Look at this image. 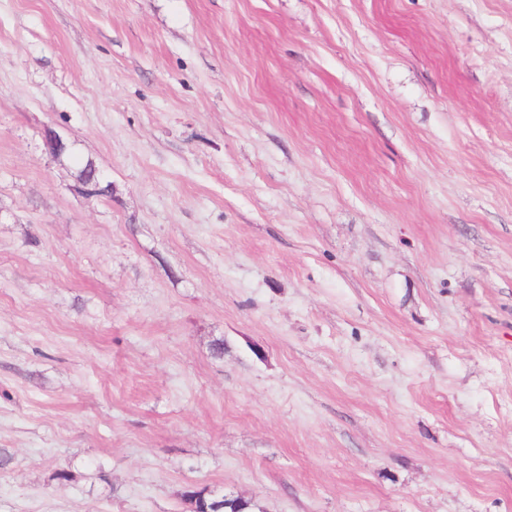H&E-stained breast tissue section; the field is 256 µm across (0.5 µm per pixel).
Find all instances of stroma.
<instances>
[{
  "label": "stroma",
  "mask_w": 512,
  "mask_h": 512,
  "mask_svg": "<svg viewBox=\"0 0 512 512\" xmlns=\"http://www.w3.org/2000/svg\"><path fill=\"white\" fill-rule=\"evenodd\" d=\"M0 451V512H512V0H0Z\"/></svg>",
  "instance_id": "35a3bbf8"
}]
</instances>
